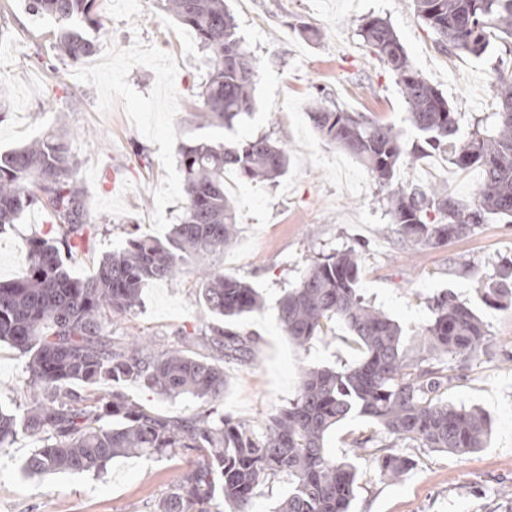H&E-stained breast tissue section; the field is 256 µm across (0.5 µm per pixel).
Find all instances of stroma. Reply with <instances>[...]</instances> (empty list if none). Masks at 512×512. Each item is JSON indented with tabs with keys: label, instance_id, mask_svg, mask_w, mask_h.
Listing matches in <instances>:
<instances>
[{
	"label": "stroma",
	"instance_id": "35a3bbf8",
	"mask_svg": "<svg viewBox=\"0 0 512 512\" xmlns=\"http://www.w3.org/2000/svg\"><path fill=\"white\" fill-rule=\"evenodd\" d=\"M226 4L259 64L253 111L231 131L192 122L208 62L192 31L165 12L162 0L139 6L98 0L104 26L88 37L94 55H107L108 61L96 69L58 55L56 19L29 13L26 0H0V153L50 132L67 133L89 219L99 226L93 244L69 262L72 275L85 278L128 235L162 239L178 222L181 144L260 135L283 142L290 165L278 182L238 177L229 192L237 235L214 264L258 288L265 306L239 321V330L253 339L251 358L225 364L221 410L262 424L296 396L303 369L340 368L358 360L342 323L301 347L277 322L284 290L317 258L355 248L361 254L360 292L400 326L409 356L431 355L423 331L436 295L451 293L482 320L490 346L479 357L453 359L461 378L445 396L455 406L479 408L492 430L485 447L467 454L397 443L396 453L408 458L410 467L392 482L381 476L370 454L354 446L374 434V425L358 416L343 420L328 435L326 449L350 459L358 471L350 512H512V306H492L484 297L499 267L512 259V223L493 217L442 246L409 241L392 224L365 166L323 139L309 117L319 97L324 105L393 125L404 145L417 140L395 77L358 34L362 20L376 16L392 26L414 65L457 108L458 135L466 137L478 119L496 109L499 43L478 58L443 51L410 0ZM302 23L320 30L318 42L300 37ZM397 179L425 188L440 184L468 202L483 172L459 170L447 155L432 152L403 163ZM53 234L49 207L39 203L25 210L0 234V279L24 270L28 238ZM198 282V272L188 265L176 279L148 284L140 307L113 317L109 331L149 337L162 347L186 344L187 334L214 321L199 300ZM27 378L25 358L1 343L0 409L22 408ZM124 391L162 415L192 416L204 407L192 397L169 399L134 385ZM37 446L34 438L21 435L0 454V512H153L195 458L190 451L154 461L119 457L100 473L24 475L21 467Z\"/></svg>",
	"mask_w": 512,
	"mask_h": 512
}]
</instances>
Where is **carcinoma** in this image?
Instances as JSON below:
<instances>
[{
	"instance_id": "obj_1",
	"label": "carcinoma",
	"mask_w": 512,
	"mask_h": 512,
	"mask_svg": "<svg viewBox=\"0 0 512 512\" xmlns=\"http://www.w3.org/2000/svg\"><path fill=\"white\" fill-rule=\"evenodd\" d=\"M95 2L27 0V8L57 19V49L78 61L91 54L93 45L70 21L80 16L97 24ZM411 7L450 52L479 58L490 39L502 41L505 57L497 68L492 121L457 139L454 108L378 17L366 18L359 36L395 75L422 141L406 151L392 126L337 107L318 106L309 116L323 138L363 162L405 237L440 246L491 216L512 223V0H411ZM166 10L209 53L202 105L192 118L202 126L232 129L251 114L258 75V63L242 45L233 16L224 0H166ZM429 149L448 154L460 169H482L484 182L472 202L456 199L441 186L394 182L403 159ZM77 165L69 141L55 134L0 154V232L37 202L49 205L57 225V236L28 240V263L20 277L0 280V342L28 358L24 408L18 414L0 411V453L19 435L37 437L41 446L27 460V472H100L118 456L159 459L190 450L195 462L154 512H254L258 486L284 478L288 491L273 512H349L356 470L331 456L325 439L354 413L389 439L461 454L483 447L490 429L486 415L443 398L458 378L443 358L482 354L488 345L483 322L453 295L436 296L425 328L436 363L410 358L399 325L361 296L360 256L352 248L315 261L280 298L278 320L298 346L328 335L339 321L354 337L360 360L341 369H304L295 398L259 428L215 406L224 396L221 363H243L251 353V341L233 322L263 307L260 293L248 282L212 268L213 258L237 234L224 172L233 169L252 181L274 182L288 170L285 144L260 136L181 146L180 223L164 243L128 239L85 279L67 266L98 230L87 216ZM189 262L199 271L200 301L224 320L196 338L210 359L178 348L158 350L145 340L129 342L105 330L112 317L140 307L146 285L176 278ZM486 297L495 305L512 303V260L500 267ZM127 383L170 399L191 396L209 408L191 417L160 415L129 400L122 392ZM379 451L382 476L398 480L409 466L407 458L384 447Z\"/></svg>"
}]
</instances>
